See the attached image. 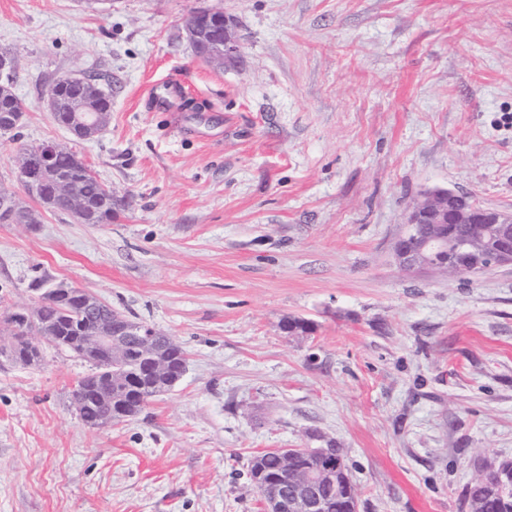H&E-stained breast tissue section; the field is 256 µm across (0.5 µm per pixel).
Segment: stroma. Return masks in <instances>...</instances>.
<instances>
[{"label":"stroma","mask_w":512,"mask_h":512,"mask_svg":"<svg viewBox=\"0 0 512 512\" xmlns=\"http://www.w3.org/2000/svg\"><path fill=\"white\" fill-rule=\"evenodd\" d=\"M206 8L233 18L234 59L196 56L184 21ZM0 48L24 108L0 190L18 144L53 141L115 203L108 224H0V318L46 277L188 355L100 428L71 399L88 362L0 355V512H264L251 456L323 438L359 512H467L512 461V266L408 272L394 244L435 187L512 211V0H0ZM82 73L112 93L87 141L41 99Z\"/></svg>","instance_id":"1"}]
</instances>
